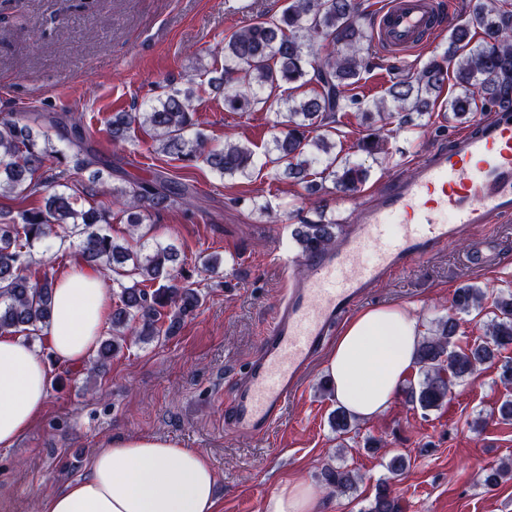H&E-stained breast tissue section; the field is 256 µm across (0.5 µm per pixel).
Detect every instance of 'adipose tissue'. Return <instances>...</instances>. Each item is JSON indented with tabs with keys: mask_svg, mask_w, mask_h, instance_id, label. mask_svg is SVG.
Here are the masks:
<instances>
[{
	"mask_svg": "<svg viewBox=\"0 0 512 512\" xmlns=\"http://www.w3.org/2000/svg\"><path fill=\"white\" fill-rule=\"evenodd\" d=\"M108 312L102 274L79 264L59 276L49 328L53 359L75 368L96 349ZM421 334L416 319L395 307L355 315L327 363L337 402L360 419L379 415L414 366ZM50 384L40 352L0 336V447L27 435L43 413ZM215 474L206 455L161 436L116 437L91 459L83 477L45 498L44 512H215ZM315 494L302 481L282 483L264 512H314Z\"/></svg>",
	"mask_w": 512,
	"mask_h": 512,
	"instance_id": "obj_1",
	"label": "adipose tissue"
}]
</instances>
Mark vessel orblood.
Listing matches in <instances>:
<instances>
[{
    "label": "vessel or blood",
    "mask_w": 512,
    "mask_h": 512,
    "mask_svg": "<svg viewBox=\"0 0 512 512\" xmlns=\"http://www.w3.org/2000/svg\"><path fill=\"white\" fill-rule=\"evenodd\" d=\"M447 29L439 0H387L372 29L381 51L406 56ZM512 220V110L477 119L445 149L424 152L409 175L363 202L349 235L305 257L268 260L284 294L260 350L237 379L224 428L264 440L281 422L300 381L337 327L371 288L440 245L485 224ZM370 262H361L363 253Z\"/></svg>",
    "instance_id": "obj_1"
}]
</instances>
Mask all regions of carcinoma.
I'll list each match as a JSON object with an SVG mask.
<instances>
[{"instance_id":"carcinoma-1","label":"carcinoma","mask_w":512,"mask_h":512,"mask_svg":"<svg viewBox=\"0 0 512 512\" xmlns=\"http://www.w3.org/2000/svg\"><path fill=\"white\" fill-rule=\"evenodd\" d=\"M362 0H287L280 14L259 18L224 36V67L208 79V85L224 91L229 112L271 110L288 103V131L272 139L268 162L283 166V174L306 184L313 195L329 192L326 182L349 196L368 179V170L336 152L332 131L338 115L359 112L383 126L368 125V133L355 147L374 157L387 154L388 137L383 127L397 124L409 131L428 114L453 74L455 93L448 98L453 119H467L476 111L512 109V0H476L469 15L448 36L449 46L421 66L396 78L387 96L364 100L348 94L363 80L371 64L363 55L368 41ZM480 40H475V37ZM189 87L173 90L142 112H117L112 116V139L124 140L137 127L146 128L158 143L157 150L174 161L206 164L228 176L247 177L255 167V153L246 145L226 142L215 145L195 130ZM288 87V98L277 91ZM71 128L60 137L57 148L52 133ZM112 166L86 144L80 124L66 113L35 112L17 119L0 120V197L26 199L45 188L43 204L23 209L17 215L0 211V335H41L50 323L54 276L37 266L31 252L37 242L55 237L67 240L66 225L79 229L76 250L79 260L91 267L109 270L117 280L118 301L112 307L109 338L100 341L94 365L112 357L129 338L149 342L176 335L183 323L195 316L204 295L182 281L183 264L178 248L155 243L151 250L118 242L104 228L110 215L98 206L78 207L88 195V184L71 182V172H89V184L100 181ZM126 215L129 236L138 240L144 213L166 206L174 199L193 195L192 185L176 182L162 171L129 181L116 189ZM327 208L317 207L318 220H304L294 230V239L304 252L325 251L336 243L334 219ZM483 288L468 284L452 298L453 313L439 320L422 337L415 364L422 380L405 391L408 402L422 410L439 408L451 385L475 373L495 354L512 345V289L500 290L492 299L493 317L484 337L468 339L459 315L482 307ZM331 428L346 434L354 416L342 407L330 413ZM512 475V465L502 463L484 475V485L495 487ZM327 487L346 492L357 481L345 466H328L323 473ZM390 487L382 482L365 512H398Z\"/></svg>"}]
</instances>
